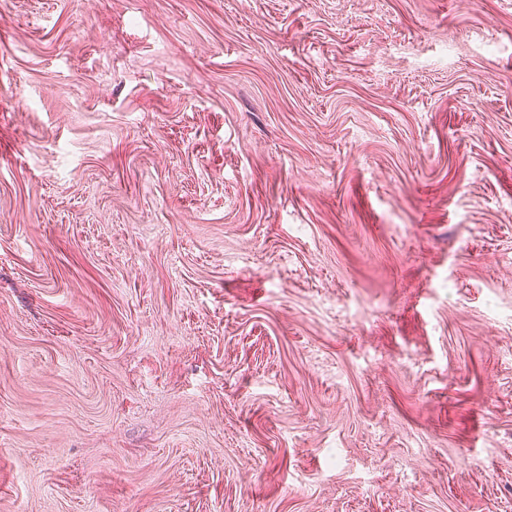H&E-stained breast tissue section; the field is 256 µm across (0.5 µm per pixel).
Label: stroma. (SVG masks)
I'll use <instances>...</instances> for the list:
<instances>
[{"label": "stroma", "instance_id": "obj_1", "mask_svg": "<svg viewBox=\"0 0 512 512\" xmlns=\"http://www.w3.org/2000/svg\"><path fill=\"white\" fill-rule=\"evenodd\" d=\"M0 512H512V0H0Z\"/></svg>", "mask_w": 512, "mask_h": 512}]
</instances>
